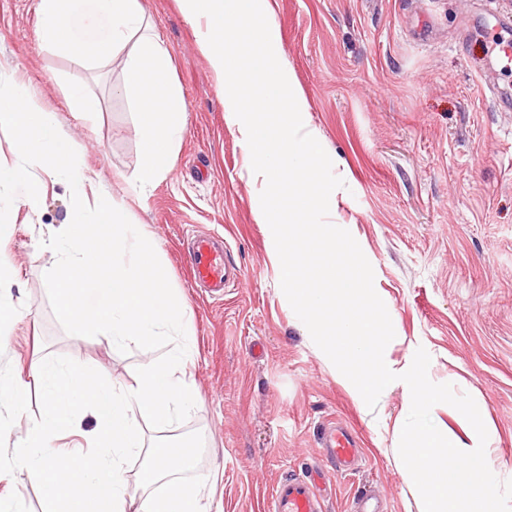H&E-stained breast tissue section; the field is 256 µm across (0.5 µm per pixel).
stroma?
<instances>
[{
	"label": "stroma",
	"mask_w": 512,
	"mask_h": 512,
	"mask_svg": "<svg viewBox=\"0 0 512 512\" xmlns=\"http://www.w3.org/2000/svg\"><path fill=\"white\" fill-rule=\"evenodd\" d=\"M141 3L187 105L171 170L146 194L132 190L141 128L130 99L112 92L124 55L82 68L42 42L35 0H0V78L25 83L82 146L103 190L126 201L186 301L195 406L184 423L146 428L147 441L202 434L203 512H262L284 474L319 471L332 477L326 512H349L369 489L383 512H418L395 453L402 388L365 414L300 327L269 257L270 228L257 219L246 155L225 123L223 95L193 27L175 0ZM270 9L310 122L345 182L328 220L360 245L391 317L388 360L399 369L424 348L430 379L474 398L497 477L512 479V114L495 102L496 92L512 95V67L489 50L493 40L512 42V31L496 24L512 15V0H270ZM75 78L98 106L86 120L66 100ZM45 184L38 210L12 214L5 247V293L19 312L0 336V364L27 380L30 400L6 437L11 449L40 416L39 386L29 377L45 357L93 367L118 389L158 357L135 347L121 354L105 336L69 334L55 317L44 274L56 256L41 242L72 206L66 185ZM192 232L224 237L242 270L223 298L194 282L186 257ZM333 419L360 441L365 459L355 474L334 473L321 453L318 431ZM3 494L11 512H43L25 470L0 474Z\"/></svg>",
	"instance_id": "stroma-1"
}]
</instances>
